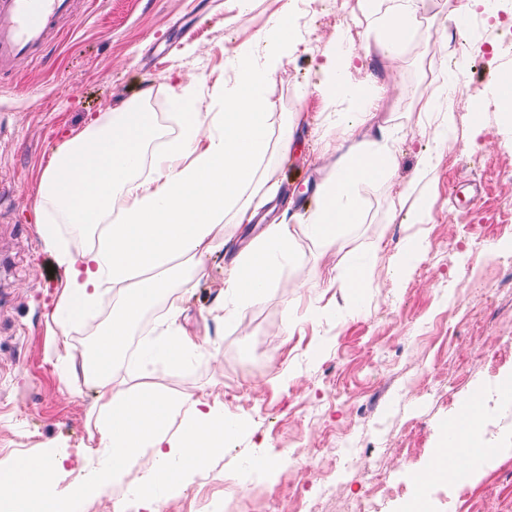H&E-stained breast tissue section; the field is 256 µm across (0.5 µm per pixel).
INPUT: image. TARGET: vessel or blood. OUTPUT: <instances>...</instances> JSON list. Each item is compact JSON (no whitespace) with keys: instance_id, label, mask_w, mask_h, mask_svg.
I'll use <instances>...</instances> for the list:
<instances>
[{"instance_id":"1","label":"vessel or blood","mask_w":512,"mask_h":512,"mask_svg":"<svg viewBox=\"0 0 512 512\" xmlns=\"http://www.w3.org/2000/svg\"><path fill=\"white\" fill-rule=\"evenodd\" d=\"M75 19L74 0H0V72L41 59Z\"/></svg>"}]
</instances>
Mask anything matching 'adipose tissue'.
Masks as SVG:
<instances>
[{"label":"adipose tissue","mask_w":512,"mask_h":512,"mask_svg":"<svg viewBox=\"0 0 512 512\" xmlns=\"http://www.w3.org/2000/svg\"><path fill=\"white\" fill-rule=\"evenodd\" d=\"M368 18L364 46L381 62L402 56L426 13L430 0H390L375 10L371 0H358ZM291 0H284L270 24L235 51L236 79L224 91L223 109H203L188 86H181L178 105L189 110L191 123L151 157L143 151L156 131L143 109L124 106L100 124L64 143L39 181L40 196L61 212L74 231L95 230V243L80 255L58 248L52 231H44L49 248L66 271L56 304L65 329V313L80 302L83 317L103 289L120 294L112 318L98 328L93 349L81 360H68V374H82L95 383L102 403L89 424L103 450L94 477L71 482L67 500L50 498L69 471L67 452L31 455L0 465V512H17L35 504L44 512H68L70 502L102 492L133 467L143 476L130 490L140 512H159L163 498L180 490L189 477L230 444L238 430L221 408L194 399L191 392L169 398L157 391L152 367L160 360L182 363L200 349L178 324L180 308L171 304L172 288L187 273L200 271L205 259L224 246L222 219L233 210L236 223L251 222L258 208L277 192L265 160L290 148L288 132L273 134L274 105L266 89L277 72L281 52L291 44ZM373 100L348 113L347 146L339 150L336 170L320 188L321 202L307 217L310 236L326 245L340 243L348 227L364 223L357 202L360 185L389 176L395 157L385 143L389 129ZM215 132L200 138L203 126ZM149 176H141L142 164ZM110 223H102L104 215ZM295 227L288 217L265 225L262 233L232 260L219 305L231 322L246 308L260 303L290 257ZM169 301L172 322L160 344L148 347L140 362L137 383L121 370L131 344V331L143 314ZM467 425L459 439L466 453L459 464L471 469L492 460L496 452L479 441L485 419L471 413L468 402L456 410Z\"/></svg>","instance_id":"ef3b65f1"}]
</instances>
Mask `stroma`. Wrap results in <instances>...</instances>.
I'll return each mask as SVG.
<instances>
[{
    "mask_svg": "<svg viewBox=\"0 0 512 512\" xmlns=\"http://www.w3.org/2000/svg\"><path fill=\"white\" fill-rule=\"evenodd\" d=\"M278 0H253L239 15L235 0H83L79 21L50 49L45 62L23 61L0 79V459L66 447L68 469L92 476L102 451L87 429L98 399L83 377L62 378L59 356H80L96 323L107 322L118 294L105 290L98 320L72 319L58 331L50 315L65 278L41 226L55 225L57 241L72 254L88 247L50 204L40 201L38 171L74 133L123 105L150 113L164 133L180 126L173 104L178 85H193L202 106L221 111L218 98L234 77L236 47L266 27ZM295 42L280 62L267 94L281 127L289 114L307 120L289 130V152L271 169L279 210L298 229L266 298L232 322L216 317L224 267L259 234L255 224L224 218V247L205 270L180 282L174 296L179 322L203 344L186 365L157 364L154 376L172 395L223 407L243 426L204 471L167 498L161 512H354L379 483L381 512H402L398 489L437 448L439 425L472 392L488 395L512 376V222L493 212L512 200V112L503 108L495 76L512 71V50L501 43L512 31V0L504 11L476 7L471 24L457 30L440 5L428 14L432 37L379 68L361 49L366 26L358 0H295ZM349 42L352 83L376 77L393 104L395 155L391 176L362 185L364 223L348 229L342 247L306 234L316 208L315 185L330 176L343 141V115L355 98L326 101L317 91L324 54ZM149 99H142L144 89ZM447 89L456 132L424 181L421 154L431 146V115L414 109L425 91ZM422 184L433 205L414 221ZM419 253L392 272L409 244ZM381 261L377 285L359 309L345 302L329 278L344 267ZM312 307L311 318L285 328V302ZM345 443L349 453L331 456ZM499 454L458 484L426 486L433 512H512V438ZM266 453L276 461L264 473L248 460ZM336 492H316L324 479Z\"/></svg>",
    "mask_w": 512,
    "mask_h": 512,
    "instance_id": "obj_1",
    "label": "stroma"
}]
</instances>
